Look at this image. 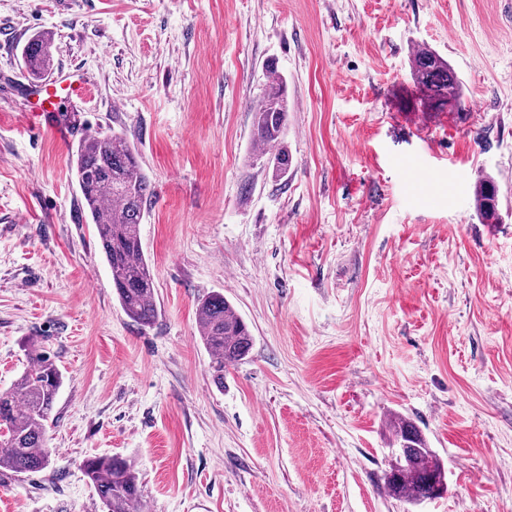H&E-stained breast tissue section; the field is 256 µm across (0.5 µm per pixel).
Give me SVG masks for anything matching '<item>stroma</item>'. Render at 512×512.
Here are the masks:
<instances>
[{"label": "stroma", "mask_w": 512, "mask_h": 512, "mask_svg": "<svg viewBox=\"0 0 512 512\" xmlns=\"http://www.w3.org/2000/svg\"><path fill=\"white\" fill-rule=\"evenodd\" d=\"M87 97L58 122L118 132L153 186L141 226L159 316L122 310L60 140L20 99L29 36ZM464 112L427 108L413 49ZM286 80L274 179L251 105ZM491 176L501 218L473 205ZM251 193H243V185ZM254 337L216 384L197 305ZM64 376L51 464L0 470V512H105L82 471L131 458L145 512H407L390 414L448 493L419 512H512V15L503 0H0V389L27 342ZM411 75L423 92L424 103L438 109H462L459 78L435 51L417 48L410 59Z\"/></svg>", "instance_id": "1"}]
</instances>
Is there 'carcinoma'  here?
Instances as JSON below:
<instances>
[{"instance_id":"cac0c4a2","label":"carcinoma","mask_w":512,"mask_h":512,"mask_svg":"<svg viewBox=\"0 0 512 512\" xmlns=\"http://www.w3.org/2000/svg\"><path fill=\"white\" fill-rule=\"evenodd\" d=\"M52 42L41 33L31 36L23 49L27 72L40 78L52 70ZM411 75L424 102L438 109H462L459 78L435 51L417 48L410 59ZM288 120L284 81L274 78L253 104L252 140L258 146H279ZM273 172H288L290 156L280 149L267 158ZM75 176L96 226L100 250L112 274L124 313L143 327L158 315L153 270L145 257L140 234L153 196L151 181L139 154L117 133H95L78 146ZM476 213L487 224L499 220L498 189L490 177L477 180L473 190ZM200 337L210 355L216 383L224 385V367L242 361L253 346L247 323L220 291L197 306ZM62 373L43 354L29 357L20 377L0 390V469L16 475L34 474L49 467L48 422L62 385ZM393 443L403 448L402 459L392 458L385 474L388 494L409 505L440 498L448 486L439 478L444 464L429 448L422 431L408 418L390 419ZM83 471L107 512H140L141 486L134 463L119 455H95L83 461Z\"/></svg>"}]
</instances>
